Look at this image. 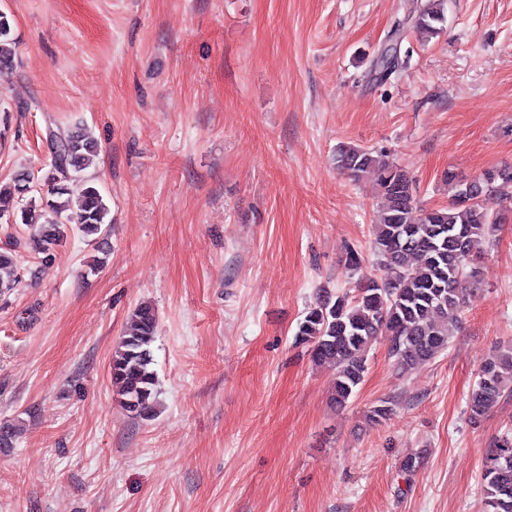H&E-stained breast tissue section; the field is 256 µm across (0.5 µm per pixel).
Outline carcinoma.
<instances>
[{
	"label": "carcinoma",
	"mask_w": 512,
	"mask_h": 512,
	"mask_svg": "<svg viewBox=\"0 0 512 512\" xmlns=\"http://www.w3.org/2000/svg\"><path fill=\"white\" fill-rule=\"evenodd\" d=\"M441 0H426L413 19V27L433 37L444 28ZM15 41L11 19L0 13V73L15 67ZM399 66L396 48L378 55L371 71L387 79ZM53 156L43 175L39 198L26 200L31 173L18 170L12 182L0 187V221L11 224H44L42 261L53 252L74 225L90 239L96 255L89 269L104 265L108 250L103 226L111 223L109 208L93 177L76 201L69 197L71 178L89 165L98 150L97 141L80 125L52 135ZM343 169L356 178L370 177L381 188L383 203L379 223L373 227L372 246L381 258L384 277L360 279L354 291L336 298L318 297L295 334L298 344L308 346L312 360L336 369L331 401L347 404L366 372V352L377 336L390 337V354L397 368L406 373L431 362L448 347L450 329L460 322L467 304V287H477L478 263L484 245L497 231L498 217L488 214L481 198L512 185V167L487 170L471 184V196L463 199L465 186L459 175L448 170L443 181L452 191L445 208H423L413 180L382 152L348 147L340 150ZM20 267L15 251L0 249V292L15 287ZM158 327L155 308L138 305L117 344L109 366L112 385L121 407L135 420L151 419L156 411L157 374L151 345ZM512 391V345L487 359L468 398L471 422H479L498 403L505 390ZM392 402L381 401L366 415L372 425L385 421ZM482 484L485 512H512V432L498 437L484 458Z\"/></svg>",
	"instance_id": "obj_1"
}]
</instances>
